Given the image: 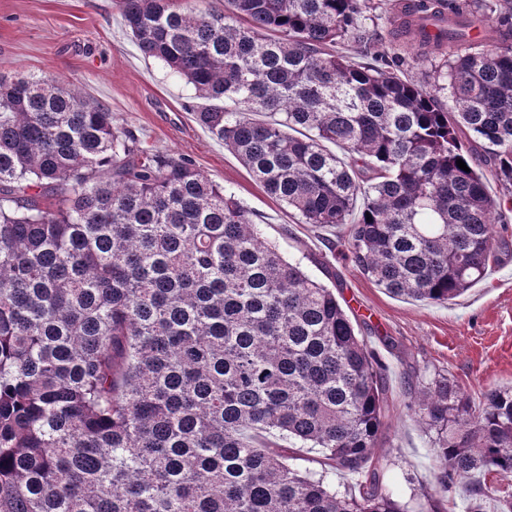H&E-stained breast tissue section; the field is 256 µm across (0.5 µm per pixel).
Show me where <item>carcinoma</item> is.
Segmentation results:
<instances>
[{
  "label": "carcinoma",
  "instance_id": "cac0c4a2",
  "mask_svg": "<svg viewBox=\"0 0 512 512\" xmlns=\"http://www.w3.org/2000/svg\"><path fill=\"white\" fill-rule=\"evenodd\" d=\"M117 4L141 56L206 100L198 123L299 223L345 228L367 279L436 304L485 280L512 213V0L396 12L416 56L449 47L430 89L370 51L386 3ZM385 372L333 289L192 161L69 83L0 76V512H410L372 466ZM412 408L440 489L486 512L484 476H512V386L476 404L443 377ZM338 472L362 480L338 491Z\"/></svg>",
  "mask_w": 512,
  "mask_h": 512
}]
</instances>
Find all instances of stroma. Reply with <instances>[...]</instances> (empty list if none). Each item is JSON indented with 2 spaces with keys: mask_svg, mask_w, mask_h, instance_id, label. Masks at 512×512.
Listing matches in <instances>:
<instances>
[{
  "mask_svg": "<svg viewBox=\"0 0 512 512\" xmlns=\"http://www.w3.org/2000/svg\"><path fill=\"white\" fill-rule=\"evenodd\" d=\"M0 74L75 83L142 149L192 160L253 213L287 257L324 284L341 283L360 335L387 367L388 428L375 453L385 489L411 512H465L459 490L439 491L434 434L410 405L441 377L476 402L488 388L512 384V231L498 266L455 300L437 305L388 294L345 259L335 233L295 223L196 121L202 99L162 63L140 55L116 0H0Z\"/></svg>",
  "mask_w": 512,
  "mask_h": 512,
  "instance_id": "1",
  "label": "stroma"
}]
</instances>
